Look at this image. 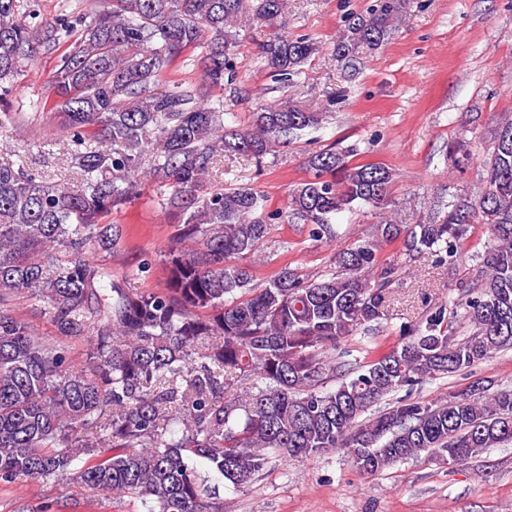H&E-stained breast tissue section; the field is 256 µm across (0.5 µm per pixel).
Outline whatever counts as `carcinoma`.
<instances>
[{
    "mask_svg": "<svg viewBox=\"0 0 512 512\" xmlns=\"http://www.w3.org/2000/svg\"><path fill=\"white\" fill-rule=\"evenodd\" d=\"M406 2L345 14L336 56L349 62L382 45ZM22 7L0 0V101L30 62L61 51L44 108L69 135L76 181H52L24 156L0 163V484L76 480L148 512H224L196 462L239 486L272 455L342 450L375 476L423 452L464 465L512 443L511 388L489 380L436 402L411 398L431 378L512 349V120L487 132L482 175L446 210L411 226L380 221L337 252L336 269L320 280L285 267L262 287L235 259L258 256L282 213L250 187L214 192L199 209L197 193L224 153L260 162L322 113L267 107L226 130L223 98L159 83L198 49L203 81L224 89L236 79L242 28L283 18L288 0H65L59 15L30 9L27 21ZM318 50L311 37L276 33L261 57L287 86ZM150 146L153 175L173 188L182 223L166 258L168 288L135 292L85 252L120 247L123 229L109 217L138 196L135 173ZM309 163L314 176L293 190L290 214L314 240L337 237L339 212L387 205L389 167L351 165L332 149ZM476 224L490 238L478 278L459 282L458 296L420 325L401 327L394 346L376 343L364 360H349L342 343L390 305L398 265L379 263L382 246L403 235L406 251L449 266ZM16 296L33 301L56 335L87 338V367L73 368L65 346L17 318L7 304ZM457 319L471 327L463 339L452 332ZM238 377L252 386L227 395ZM175 419L180 435L168 438Z\"/></svg>",
    "mask_w": 512,
    "mask_h": 512,
    "instance_id": "obj_1",
    "label": "carcinoma"
}]
</instances>
